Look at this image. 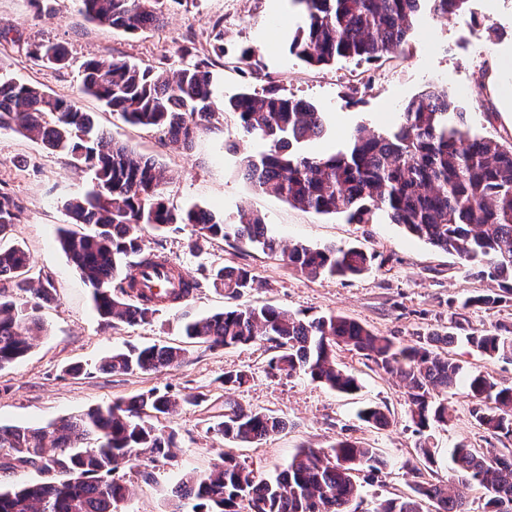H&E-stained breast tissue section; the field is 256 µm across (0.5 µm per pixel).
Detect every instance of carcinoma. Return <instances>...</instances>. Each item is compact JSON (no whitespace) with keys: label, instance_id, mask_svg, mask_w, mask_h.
I'll return each mask as SVG.
<instances>
[{"label":"carcinoma","instance_id":"cac0c4a2","mask_svg":"<svg viewBox=\"0 0 512 512\" xmlns=\"http://www.w3.org/2000/svg\"><path fill=\"white\" fill-rule=\"evenodd\" d=\"M306 25L290 51L315 66L339 60L377 61L403 53L415 32V19L426 9L433 19L462 11L468 0H297ZM87 19L135 33L160 26L159 0H78ZM44 64L61 66L68 51L60 43H39L32 51ZM81 92L96 98L128 123L158 128L175 142L189 144L210 128L217 105L214 76L200 61L177 71L140 66L125 60L90 59L81 64ZM227 111L248 135L267 142L265 150L246 155L240 168L261 192L316 214L347 215L355 224H371L378 213L410 235L468 263L473 274L498 282L499 291L473 296L462 308L494 305L512 295V144L465 130L467 115L446 87L432 86L411 98L396 126L377 132L358 126L342 149L330 154L300 150L323 136V113L300 100L273 91H244L229 99ZM0 130H12L46 148L70 153L78 166L93 172L95 185L69 204L72 227L60 230L59 244L93 290L95 308L105 325L147 322L165 308L147 279L136 269L166 270L168 306L184 301L196 283L175 276V268L157 253H144L142 231H178L192 225L210 239L253 244L309 277H353L367 271L372 256L357 247L314 249L285 246L267 234L262 217L248 208L226 224L203 209L177 211L159 189L165 169L132 147L95 130L90 115L41 86L0 75ZM23 206L0 185V241L21 221ZM125 271L120 292L112 281ZM29 256L18 246L0 245V369L24 357L42 323L10 299L16 288L40 302L53 298L48 279L28 276ZM214 284L236 298L254 288L247 268L214 270ZM185 336L213 350L275 343L279 353L271 370L291 377L303 374L338 393L359 389L356 377L336 364V349L356 351L378 369L398 379L419 435L417 451L435 463L426 432L448 424V404L441 396L465 383L470 416L486 432L512 435V384L482 373L464 375L463 366L444 348L448 333L395 341L339 314L306 318L268 304L225 308L193 319ZM467 342L478 351L512 359V329L471 328ZM185 349L148 346L115 351L105 362L114 372L159 371L181 361ZM252 375L243 369L224 373V387L240 388ZM200 395L180 400L152 390L106 408L63 416L41 426L0 425V471L36 466L47 477L39 482L0 488V512H122L129 489L113 478L121 463L135 467L173 460L179 448L174 431L154 424L181 404H197ZM359 418L376 427L390 419L377 406ZM286 428L273 414L224 403V418L210 427L224 441L253 444ZM464 482L484 489L485 512H512V450L476 448L466 441L452 450ZM385 465L377 449L350 439L331 447L302 448L274 477L258 478L224 453L223 464L204 475L188 473L175 496L189 501L186 512H348L360 495L362 470ZM439 512H469L452 484L418 481L414 495L381 501L375 512H422L423 499Z\"/></svg>","mask_w":512,"mask_h":512}]
</instances>
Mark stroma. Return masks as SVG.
Segmentation results:
<instances>
[{"instance_id":"stroma-1","label":"stroma","mask_w":512,"mask_h":512,"mask_svg":"<svg viewBox=\"0 0 512 512\" xmlns=\"http://www.w3.org/2000/svg\"><path fill=\"white\" fill-rule=\"evenodd\" d=\"M162 24L129 34L86 20L76 0H0V69L22 81H35L50 94L75 100L91 113L112 139L127 143L166 168L161 187L166 203L176 208L198 206L225 223L239 208L260 213L270 235L283 243L311 247L358 246L372 254L370 270L351 278H310L260 249L233 241L212 240L188 226L180 231L145 229L144 251L162 253L197 284L192 296L159 313L147 323L104 326L91 290L75 272L57 242V229L69 223L66 204L85 194L88 172L75 169L66 152H52L19 133L0 130V181L21 199L24 213L6 242L24 248L31 258L30 274L50 280L55 293L39 311L43 329L29 353L0 370V424L47 425L88 409L128 400L150 390L175 398L201 396L184 405L159 427L175 431L180 451L175 460L151 464L152 480L137 469L120 465L114 476L129 491L126 512H174V490L184 472H208L223 453L232 454L260 477L283 470L305 446L326 448L348 438L378 449L386 465L374 481L364 483L351 512H374L395 495L411 494L413 468L425 481H460L451 450L465 440L477 447L512 448V437L491 435L472 420L465 387L447 395L453 419L431 429L436 462H420L419 437L410 420L399 384L378 371L363 355L340 349L337 363L354 375L359 391L341 394L302 376L271 371L268 361L277 350L264 341L213 350L203 343H185L181 325L189 318L231 306L213 284L212 269L245 267L256 277L254 288L240 304H270L308 317L341 314L368 329L408 342L448 327L457 309H464L473 328L512 325V296L493 306L465 307L469 297L498 290L497 282L471 275L456 256L411 238L385 215L370 224H350L340 215H318L264 194L239 175L242 155L265 149L258 137L242 133L232 113L220 112L215 126L201 132L191 145L171 141L163 133L134 127L81 94L79 66L94 58H118L141 66L178 70L204 57H214V97L224 104L245 91L272 89L312 104L326 118V132L304 143L305 151L329 154L342 148L360 124L379 132L395 126L407 102L433 85L446 86L469 114L473 136L512 142V0H469L465 10L442 21L420 12L416 33L402 55L379 62L341 61L332 66L306 64L290 52L306 17L295 0H161ZM494 24L497 36L485 43L479 21ZM220 23L223 41H215L213 23ZM68 50L65 66L36 61L31 52L44 41ZM222 54H215V44ZM251 64L239 66L243 52ZM184 345L179 364L156 372L118 373L104 368L113 351L131 346ZM469 372L512 382V361L481 354L465 340L449 348ZM80 365L77 374L71 365ZM252 373L247 385L225 390L226 370ZM283 418L286 429L255 444L224 442L209 427L224 413L225 401ZM367 405L389 412L392 424L377 429L357 413Z\"/></svg>"}]
</instances>
